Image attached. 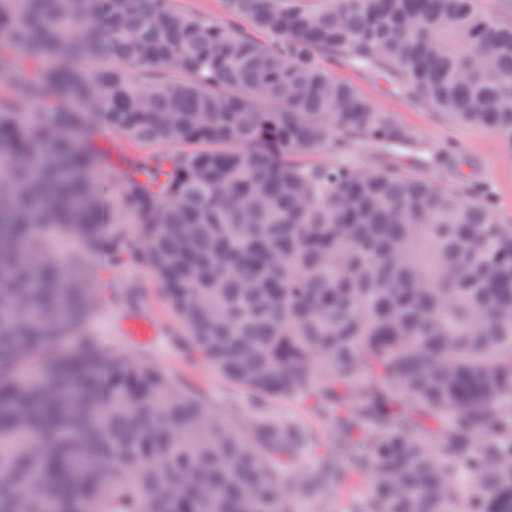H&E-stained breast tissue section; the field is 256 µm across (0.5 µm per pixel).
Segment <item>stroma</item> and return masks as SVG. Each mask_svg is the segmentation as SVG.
I'll use <instances>...</instances> for the list:
<instances>
[{
  "mask_svg": "<svg viewBox=\"0 0 512 512\" xmlns=\"http://www.w3.org/2000/svg\"><path fill=\"white\" fill-rule=\"evenodd\" d=\"M335 74L355 86L376 109L392 113L401 125L412 129L425 151H438L448 143L469 161L459 171L422 165L412 157L400 158V165L444 189H458L464 181L485 187L495 197L499 222L512 224V149L495 132L439 117L426 104L406 98L376 71L345 64L337 66ZM341 159L361 168L387 163L386 157L367 143L352 147L342 158L328 148L295 157L303 166L332 164ZM89 264L88 275L97 288L91 326L103 343L126 346L144 363L199 389L215 408H223L228 401L244 406L250 403L251 394L226 383L223 375L203 361H186L173 336L174 321L168 305L146 268H134L121 279H113L112 262L105 251L91 257ZM133 321L150 327L148 341L139 342L129 336L127 327Z\"/></svg>",
  "mask_w": 512,
  "mask_h": 512,
  "instance_id": "obj_1",
  "label": "stroma"
}]
</instances>
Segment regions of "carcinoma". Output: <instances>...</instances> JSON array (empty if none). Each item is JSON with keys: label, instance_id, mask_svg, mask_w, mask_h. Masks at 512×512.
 Wrapping results in <instances>:
<instances>
[{"label": "carcinoma", "instance_id": "cac0c4a2", "mask_svg": "<svg viewBox=\"0 0 512 512\" xmlns=\"http://www.w3.org/2000/svg\"><path fill=\"white\" fill-rule=\"evenodd\" d=\"M225 6L271 43L174 0H0L22 88L0 96V512H295L362 475L349 512H512V224L467 186L293 161L417 149L322 59L512 148V26L476 0ZM106 126L183 150L113 156L112 204ZM107 242L117 273L148 265L185 353L265 405L217 410L97 342Z\"/></svg>", "mask_w": 512, "mask_h": 512}]
</instances>
